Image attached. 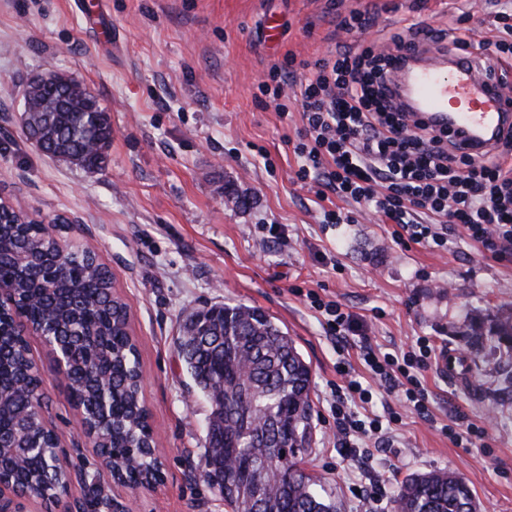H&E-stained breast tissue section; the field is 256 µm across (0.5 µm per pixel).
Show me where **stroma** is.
Segmentation results:
<instances>
[{"label": "stroma", "instance_id": "obj_1", "mask_svg": "<svg viewBox=\"0 0 512 512\" xmlns=\"http://www.w3.org/2000/svg\"><path fill=\"white\" fill-rule=\"evenodd\" d=\"M354 9L370 11L374 26L338 33V16ZM499 10L497 0H0V195L30 219L73 221L70 241L96 249L130 306L165 464L161 487L134 491L137 512H225L198 476L211 406L177 355L185 316L224 304L262 309L309 364L314 443L301 466L324 480L340 512H394L401 483L434 470L462 477L479 512H512V392L490 379L492 345L468 340L475 320L512 312V264L482 259L457 237L444 251L400 248L392 225L372 216L323 224L325 209L352 206L296 182L286 143L294 129L258 89L290 54L356 47L404 18L444 28L462 11L487 37ZM49 72L79 81L109 112L102 167L68 165L25 140L23 97ZM309 290L343 303L375 351L413 353L424 336L448 356L453 376L436 363L424 373L431 419L403 413L387 438L341 451L330 412L339 363L372 391L368 405L350 401L353 412L383 417L396 400L377 388L358 346L341 352L324 335ZM29 342L49 422L73 465L95 470L49 351ZM460 411L484 438L458 445L442 433ZM374 484L375 505L355 497Z\"/></svg>", "mask_w": 512, "mask_h": 512}]
</instances>
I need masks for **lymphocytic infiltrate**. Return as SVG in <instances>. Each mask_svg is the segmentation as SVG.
I'll list each match as a JSON object with an SVG mask.
<instances>
[{
	"mask_svg": "<svg viewBox=\"0 0 512 512\" xmlns=\"http://www.w3.org/2000/svg\"><path fill=\"white\" fill-rule=\"evenodd\" d=\"M500 19L495 35L480 41L464 14L447 28L406 19L372 44L272 64L260 91L280 119L299 122L292 143L300 161L297 180L319 200L334 194L382 217L393 225L396 245L442 248L456 231L483 259L511 262L512 167L503 160L512 157V127L500 135L488 159L477 161L458 151L447 132L408 123L392 93L396 65L430 44L459 56L484 52L486 73L505 83L501 67L512 57V13L501 12ZM306 297L337 347L362 337L363 327L339 302L313 291ZM417 345L418 356L404 358L377 354L366 341L361 347L379 387L400 393L426 419L428 393L419 373L429 367L434 348L424 337ZM340 376L333 389L336 430L349 450L358 439L381 435L383 427L379 419L355 417L349 399L366 403L370 392L349 370Z\"/></svg>",
	"mask_w": 512,
	"mask_h": 512,
	"instance_id": "f902f5d3",
	"label": "lymphocytic infiltrate"
}]
</instances>
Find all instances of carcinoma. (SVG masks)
<instances>
[{
  "mask_svg": "<svg viewBox=\"0 0 512 512\" xmlns=\"http://www.w3.org/2000/svg\"><path fill=\"white\" fill-rule=\"evenodd\" d=\"M58 79L27 88L26 140L43 153L80 168H99L112 141L108 112L90 95L71 96ZM52 225L26 222L13 210L0 212V280L31 295L28 320L74 347L75 390L92 407L105 401L108 419L98 424V445L115 466L139 448L144 427L133 417L141 405L138 352L128 331V304L114 292L112 273L84 250L57 260ZM187 315L177 346L187 373L211 405L199 475L229 512H339L298 465L311 450V369L288 336L262 310L220 305L204 321ZM0 319V477L15 480L13 450L25 447L31 465L18 483L20 499L54 498L59 448L52 437H22L15 413L42 410L43 376L30 378L31 395L17 396L13 381L30 367L27 349L12 325ZM497 348L512 360V313L495 330ZM397 512H477L467 483L432 471L406 479Z\"/></svg>",
  "mask_w": 512,
  "mask_h": 512,
  "instance_id": "cac0c4a2",
  "label": "carcinoma"
}]
</instances>
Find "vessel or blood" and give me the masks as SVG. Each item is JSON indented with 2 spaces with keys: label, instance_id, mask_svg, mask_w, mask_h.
<instances>
[{
  "label": "vessel or blood",
  "instance_id": "b4317fda",
  "mask_svg": "<svg viewBox=\"0 0 512 512\" xmlns=\"http://www.w3.org/2000/svg\"><path fill=\"white\" fill-rule=\"evenodd\" d=\"M394 91L409 118L448 130L461 152L481 160L512 123V95L471 60L420 52L398 64Z\"/></svg>",
  "mask_w": 512,
  "mask_h": 512
}]
</instances>
